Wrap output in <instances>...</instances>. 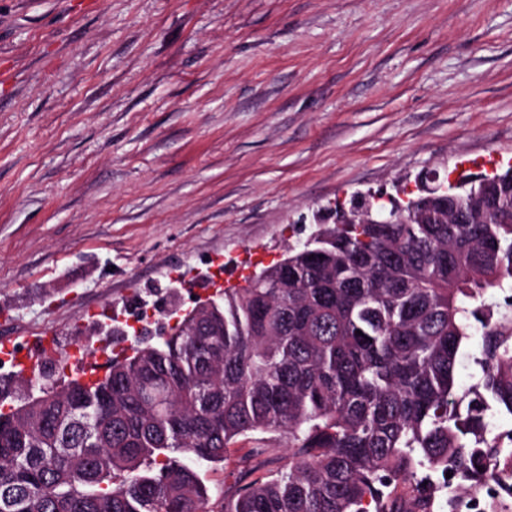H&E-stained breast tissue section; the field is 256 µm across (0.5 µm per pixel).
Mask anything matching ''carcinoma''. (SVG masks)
<instances>
[{
  "mask_svg": "<svg viewBox=\"0 0 512 512\" xmlns=\"http://www.w3.org/2000/svg\"><path fill=\"white\" fill-rule=\"evenodd\" d=\"M353 214L98 380H1L0 512H430L433 476L494 480L512 324L476 302L512 305V169L419 194L409 223ZM494 318L482 389L461 390V348ZM249 434L258 465L210 494L199 469ZM278 437L285 465L256 475Z\"/></svg>",
  "mask_w": 512,
  "mask_h": 512,
  "instance_id": "carcinoma-1",
  "label": "carcinoma"
}]
</instances>
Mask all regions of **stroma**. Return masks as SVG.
I'll list each match as a JSON object with an SVG mask.
<instances>
[{
    "mask_svg": "<svg viewBox=\"0 0 512 512\" xmlns=\"http://www.w3.org/2000/svg\"><path fill=\"white\" fill-rule=\"evenodd\" d=\"M0 70V348L512 164V0H0Z\"/></svg>",
    "mask_w": 512,
    "mask_h": 512,
    "instance_id": "1",
    "label": "stroma"
}]
</instances>
